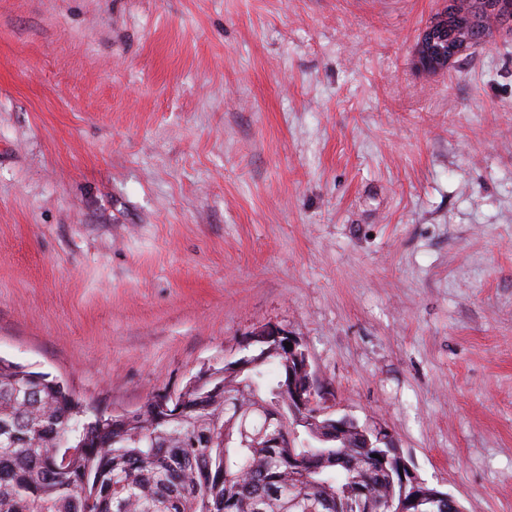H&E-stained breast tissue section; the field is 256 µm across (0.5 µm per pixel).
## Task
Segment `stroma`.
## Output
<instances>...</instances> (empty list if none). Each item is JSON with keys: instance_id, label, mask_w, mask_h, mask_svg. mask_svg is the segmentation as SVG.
Returning <instances> with one entry per match:
<instances>
[{"instance_id": "35a3bbf8", "label": "stroma", "mask_w": 512, "mask_h": 512, "mask_svg": "<svg viewBox=\"0 0 512 512\" xmlns=\"http://www.w3.org/2000/svg\"><path fill=\"white\" fill-rule=\"evenodd\" d=\"M445 0H0V358L86 417L300 336L335 416L512 512V38ZM440 23L435 19L421 34L415 64L425 73H434L443 69L448 61L463 55L471 48L469 42L448 43V36L442 32L443 24Z\"/></svg>"}]
</instances>
